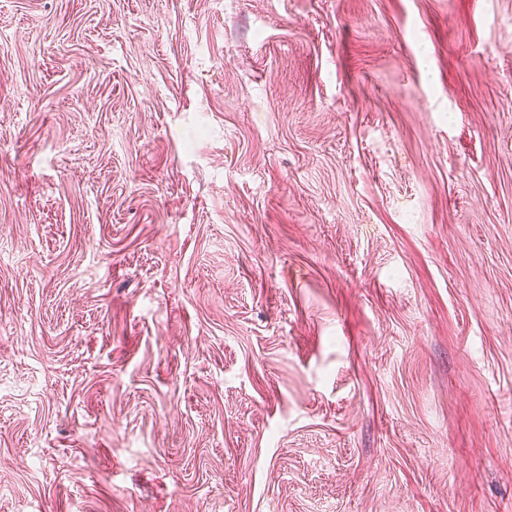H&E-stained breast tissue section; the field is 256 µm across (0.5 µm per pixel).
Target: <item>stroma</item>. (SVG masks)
<instances>
[{
  "label": "stroma",
  "mask_w": 512,
  "mask_h": 512,
  "mask_svg": "<svg viewBox=\"0 0 512 512\" xmlns=\"http://www.w3.org/2000/svg\"><path fill=\"white\" fill-rule=\"evenodd\" d=\"M0 512H512V0H0Z\"/></svg>",
  "instance_id": "obj_1"
}]
</instances>
